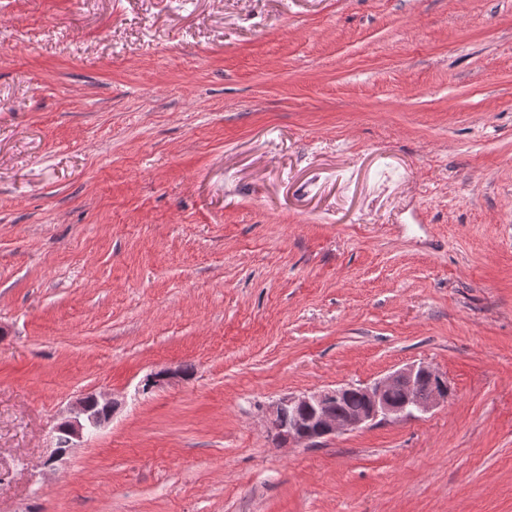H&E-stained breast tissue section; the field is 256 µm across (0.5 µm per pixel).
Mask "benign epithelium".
Here are the masks:
<instances>
[{"instance_id": "obj_1", "label": "benign epithelium", "mask_w": 512, "mask_h": 512, "mask_svg": "<svg viewBox=\"0 0 512 512\" xmlns=\"http://www.w3.org/2000/svg\"><path fill=\"white\" fill-rule=\"evenodd\" d=\"M177 377V372L163 369L161 374L145 379L142 391L149 392ZM421 377L436 378L439 382V387L431 389L425 398L414 395L415 382ZM396 386L406 388L405 397L400 404H393L388 400L390 390ZM354 389L364 395L366 410L338 418L336 401ZM449 393L450 387L439 371L426 363L412 364L370 384L357 387L343 385L335 389L283 397L272 407L269 429L282 443L309 445L314 439L321 440L343 431H358L373 423L406 418L417 412H428L447 402ZM117 409L118 402L104 395H88L77 399L70 415L58 423L61 430L54 431V446L44 465L49 466L68 455L74 448L75 441L83 439L90 430L96 432L101 429L113 418ZM285 411L292 420V425L288 427L280 423Z\"/></svg>"}]
</instances>
